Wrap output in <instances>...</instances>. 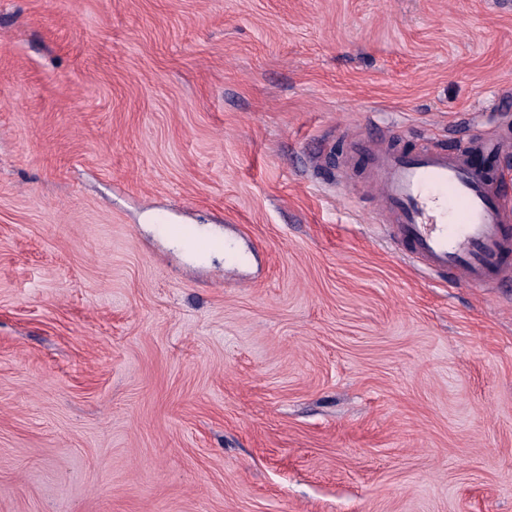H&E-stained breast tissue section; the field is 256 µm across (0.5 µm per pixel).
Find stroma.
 Wrapping results in <instances>:
<instances>
[{
	"label": "stroma",
	"mask_w": 512,
	"mask_h": 512,
	"mask_svg": "<svg viewBox=\"0 0 512 512\" xmlns=\"http://www.w3.org/2000/svg\"><path fill=\"white\" fill-rule=\"evenodd\" d=\"M479 136L512 0H0V512H512V285L349 149Z\"/></svg>",
	"instance_id": "obj_1"
}]
</instances>
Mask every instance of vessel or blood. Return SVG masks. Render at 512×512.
Here are the masks:
<instances>
[{
  "instance_id": "vessel-or-blood-1",
  "label": "vessel or blood",
  "mask_w": 512,
  "mask_h": 512,
  "mask_svg": "<svg viewBox=\"0 0 512 512\" xmlns=\"http://www.w3.org/2000/svg\"><path fill=\"white\" fill-rule=\"evenodd\" d=\"M512 148L476 139L471 153L423 146L352 144L366 158V189L391 246L450 282L492 286L512 281V182L478 165V154Z\"/></svg>"
}]
</instances>
